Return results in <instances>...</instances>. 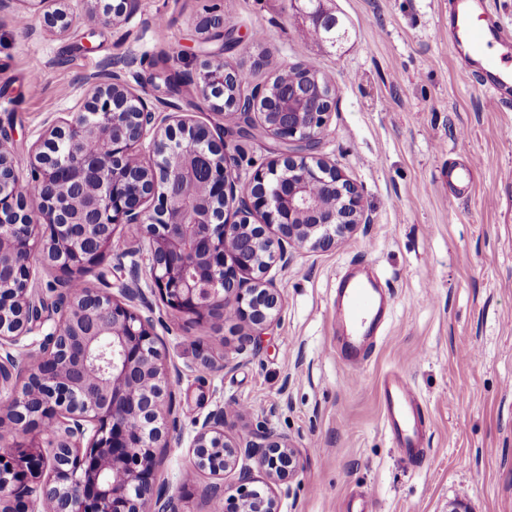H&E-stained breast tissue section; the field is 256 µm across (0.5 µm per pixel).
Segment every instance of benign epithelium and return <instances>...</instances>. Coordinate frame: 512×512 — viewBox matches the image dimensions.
<instances>
[{
	"label": "benign epithelium",
	"mask_w": 512,
	"mask_h": 512,
	"mask_svg": "<svg viewBox=\"0 0 512 512\" xmlns=\"http://www.w3.org/2000/svg\"><path fill=\"white\" fill-rule=\"evenodd\" d=\"M46 24L65 30L68 14L53 0H26ZM302 85H225L240 74L205 55L190 83L216 112L239 116L236 133L272 136L279 156L248 180L232 176L224 137L148 106L117 69L87 78L88 100L37 141L25 193L0 134V429L32 436L4 443L0 432V512H180L176 498L154 493L156 449L178 426L167 355L153 318L132 309L143 299L59 285L53 300L30 287L38 251L60 282H81L112 253L118 227L137 225L154 288L173 312L201 323L217 313L251 327L270 323L282 295L265 275L290 261L289 249L328 251L365 222L358 186L317 153L334 104L333 89L297 63ZM204 192L193 189L198 158ZM157 198L153 206L150 200ZM235 209L237 220L226 218ZM259 215L261 223L250 222ZM39 355L23 362L25 341ZM24 384L17 386L19 378ZM226 411L202 422L190 448L194 467L217 482L208 497L224 512H280L275 487L295 477L301 459L268 425L260 444L225 431ZM48 447L42 454L38 449ZM242 459L255 460L259 480ZM238 471L235 483L221 482Z\"/></svg>",
	"instance_id": "obj_1"
}]
</instances>
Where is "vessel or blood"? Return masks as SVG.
Masks as SVG:
<instances>
[{
  "label": "vessel or blood",
  "instance_id": "vessel-or-blood-1",
  "mask_svg": "<svg viewBox=\"0 0 512 512\" xmlns=\"http://www.w3.org/2000/svg\"><path fill=\"white\" fill-rule=\"evenodd\" d=\"M448 16L456 32L452 47L486 87L489 105L496 109L512 105V70L502 69L497 57L489 50L494 42L506 48L512 46V29L494 25L486 0H450ZM478 166V160L472 157L464 165L449 168L448 182L457 193L468 192ZM339 295L341 304L336 310V321L349 326L348 344L357 361H367L370 348L366 335L351 327L350 322L361 313L373 315L375 292L364 279L346 276L340 282ZM382 394L384 421L397 446L404 448L409 455H417L422 439L417 394L407 379L397 373L384 377Z\"/></svg>",
  "mask_w": 512,
  "mask_h": 512
}]
</instances>
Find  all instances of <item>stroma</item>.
<instances>
[{
  "instance_id": "35a3bbf8",
  "label": "stroma",
  "mask_w": 512,
  "mask_h": 512,
  "mask_svg": "<svg viewBox=\"0 0 512 512\" xmlns=\"http://www.w3.org/2000/svg\"><path fill=\"white\" fill-rule=\"evenodd\" d=\"M67 32L46 28L16 0L0 16V131L20 173L52 118L81 104L84 80L124 60L130 86L158 110L209 127L222 115L189 79L205 51H221L248 86L313 62L334 88L318 152L361 192L368 224L336 249L297 252L275 270L283 306L264 329L233 319L196 324L117 266L136 240L118 228L113 254L84 276L119 294L138 281L167 353L179 427L159 449L157 486L181 512H221L204 494L209 473L191 474L198 422L228 409L229 436L270 421L298 448L302 469L277 487L281 512H346L370 489L368 512H512V110L490 108L449 46L448 0H323L343 38L301 37L308 14L288 0H140L132 19L103 0H63ZM96 10L87 26L84 14ZM234 28L229 44L210 24ZM41 83L30 91L27 76ZM234 174L250 177L277 156L273 138L225 136ZM478 156L469 197L441 173ZM352 263L369 265L391 294L390 313L362 369L338 353L333 298ZM392 371L415 389L426 421V457L412 465L385 428L381 383Z\"/></svg>"
}]
</instances>
